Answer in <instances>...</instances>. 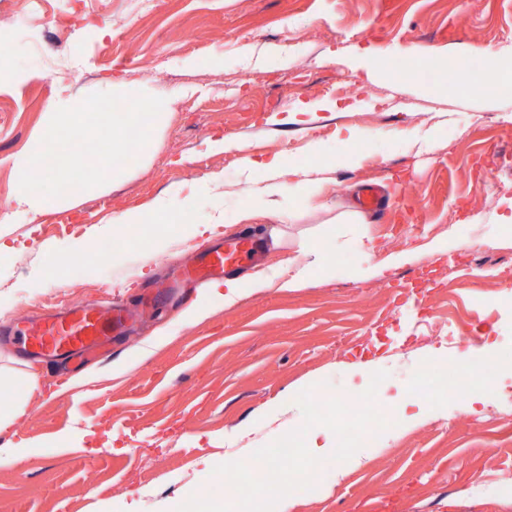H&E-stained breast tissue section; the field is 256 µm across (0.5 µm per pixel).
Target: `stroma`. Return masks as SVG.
Listing matches in <instances>:
<instances>
[{
  "label": "stroma",
  "mask_w": 512,
  "mask_h": 512,
  "mask_svg": "<svg viewBox=\"0 0 512 512\" xmlns=\"http://www.w3.org/2000/svg\"><path fill=\"white\" fill-rule=\"evenodd\" d=\"M0 7L13 23L0 43V333L48 310L106 305L110 283H126L125 300L136 304L190 263L195 250L171 226L130 237L118 253H86L79 282L52 251L80 247L114 214L160 199L177 219L221 216L227 237L280 228L259 271L307 263L312 248L331 269L231 307L213 297L211 318L198 324L182 320L185 301L168 297L95 362L102 375L84 392L69 388L63 360L0 344V365L34 373L46 388L13 428L25 458L0 461V512H97L101 499L112 512H175L216 465L249 459L302 424L298 409L263 414L299 386L315 383L320 400L339 389L358 397L368 383L353 365L363 358L388 373L376 403L391 425L360 448L361 467L297 492L296 512H512V73L488 91L464 77L416 76L511 51L502 32L512 28V0H109L89 46L78 27L94 17L95 0ZM47 31L61 69L44 77L33 46ZM382 48L409 75L380 66ZM304 69L377 98L357 97L362 120H343L344 101L295 84ZM107 79L124 81L130 95L174 97V109L122 179L50 206L34 223L15 220V164L44 131L55 85H71L81 101ZM300 103L311 112L291 115ZM221 137L246 152L211 149ZM246 155L298 170L335 160L324 209H301L286 194L284 224L244 219ZM187 184L197 188L189 205ZM364 184L385 187L390 208L379 221L341 223ZM475 213V235L462 236L459 225ZM161 238L167 254L149 260ZM473 246L483 250L476 265L466 257ZM369 267L376 275L360 279ZM158 331L162 345L143 354ZM475 356L497 369L475 375L464 403L415 382L421 368L463 367ZM412 416L420 424L402 429ZM242 423L251 432L239 437ZM87 448L99 449L95 461L84 460Z\"/></svg>",
  "instance_id": "35a3bbf8"
}]
</instances>
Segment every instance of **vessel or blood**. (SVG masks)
<instances>
[{"label": "vessel or blood", "instance_id": "obj_1", "mask_svg": "<svg viewBox=\"0 0 512 512\" xmlns=\"http://www.w3.org/2000/svg\"><path fill=\"white\" fill-rule=\"evenodd\" d=\"M261 255L259 241L241 234L227 239L224 245L202 249L183 267L182 276L193 283L205 284L254 265ZM134 318V312L117 303L105 307H69L28 322L19 329L15 343L23 353L50 358L66 355L78 366L105 356L113 337L122 335Z\"/></svg>", "mask_w": 512, "mask_h": 512}]
</instances>
